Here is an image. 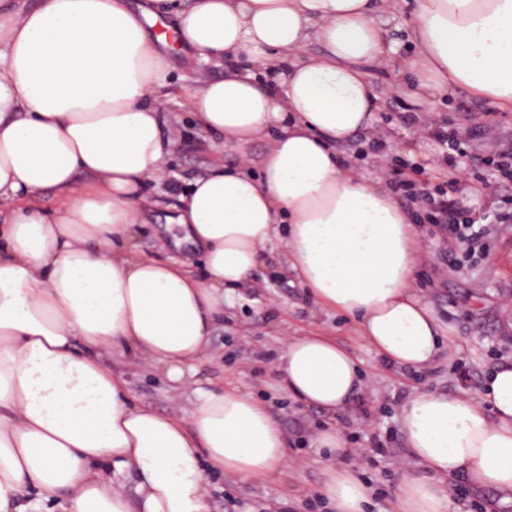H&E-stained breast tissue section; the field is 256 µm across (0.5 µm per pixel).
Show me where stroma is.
<instances>
[{"label": "stroma", "mask_w": 512, "mask_h": 512, "mask_svg": "<svg viewBox=\"0 0 512 512\" xmlns=\"http://www.w3.org/2000/svg\"><path fill=\"white\" fill-rule=\"evenodd\" d=\"M170 95L165 104L178 130L169 168L184 181L205 170L213 153L196 132L186 107L188 87L198 78L223 76V68L204 72L191 68L185 53L170 56ZM368 78L384 104L376 134L387 141V156L377 159L360 141L343 146L367 176L386 168L395 180H410L428 193L450 191L472 224L490 229L481 253L444 234L430 223L422 208H414L415 224L425 242L414 274V286L437 317L443 340L431 367L414 370L391 367L356 331L352 320L315 312L303 291L284 278L250 281L237 290L223 321L211 336L209 358L198 367L201 381H227L267 405L279 421L288 443L287 463L266 479L244 482L235 477L211 476L215 491L211 512H332L317 490L327 461L311 447L318 428L336 424L348 447L365 449L356 472L371 495L368 512H395V490L409 463L399 407L415 389L442 390L478 397L482 384L499 365L512 360V223H496L499 214L512 213V200L501 197L500 172L481 164L498 143L512 141V112L497 110L485 100L462 92L428 103L417 100L406 73L397 66L372 67ZM464 137L468 164L466 189L448 186V153L430 127ZM332 336L353 351L369 383L347 413L333 416L295 401L279 385L276 356L287 339L313 331ZM100 360L127 382L138 405L161 413H179L189 405L190 393L153 368L119 352L101 351ZM388 448L385 456L375 447ZM453 512H512L498 494L475 491L463 479L454 480Z\"/></svg>", "instance_id": "35a3bbf8"}]
</instances>
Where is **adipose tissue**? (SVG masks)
Listing matches in <instances>:
<instances>
[{"instance_id":"adipose-tissue-1","label":"adipose tissue","mask_w":512,"mask_h":512,"mask_svg":"<svg viewBox=\"0 0 512 512\" xmlns=\"http://www.w3.org/2000/svg\"><path fill=\"white\" fill-rule=\"evenodd\" d=\"M397 2L0 0V512L30 491L64 496L65 512H210L207 473L260 481L280 466L287 442L263 404L193 383L225 297L275 248L277 274L354 320L384 361L434 363L442 341L413 287L412 215L336 153L378 120L366 67L391 63L396 42L375 15ZM410 4L418 54L400 63L416 98L464 90L512 112V0ZM165 15L197 67L251 65L187 93L214 158L166 221L202 256V280L167 244L147 256L133 243L149 221L146 187L163 181L176 144L171 43L150 31ZM263 139L259 173L225 165ZM45 192L55 211L32 206ZM101 350L193 384L190 423L138 406ZM278 365L297 402L333 414L364 385L352 353L318 332L288 341ZM400 424L414 467L397 512H449L457 478L512 495V363L476 398L411 392ZM319 493L335 512L369 504L346 468H328Z\"/></svg>"}]
</instances>
